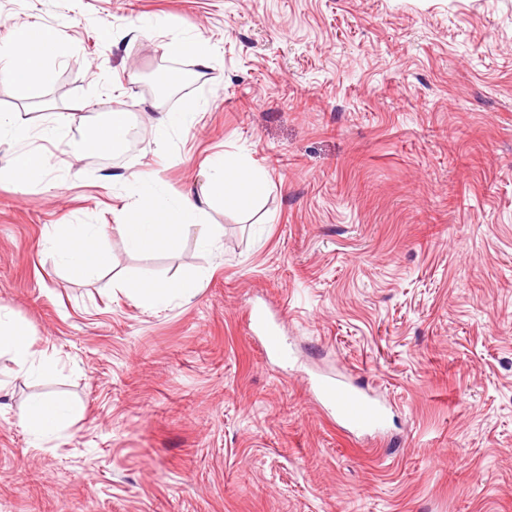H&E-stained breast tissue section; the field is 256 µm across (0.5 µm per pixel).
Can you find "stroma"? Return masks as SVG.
<instances>
[{"label": "stroma", "instance_id": "35a3bbf8", "mask_svg": "<svg viewBox=\"0 0 512 512\" xmlns=\"http://www.w3.org/2000/svg\"><path fill=\"white\" fill-rule=\"evenodd\" d=\"M28 25L69 52L28 102L0 79V112L67 120L47 186L0 180V304L54 369L0 357V512H512V0H0V41ZM181 36L209 68L165 54ZM112 110L135 146L84 153ZM215 154L263 175L257 206L212 210V250L191 228L128 251L113 175L194 193ZM55 224L108 227L111 267H58ZM195 277L154 311L126 289ZM317 374L394 400L381 436L345 432ZM53 392L83 412L33 440L17 413ZM198 106L194 103L187 104L181 112H158L155 118V127L158 135L163 134L169 127H187L192 125L197 116ZM244 317L250 334L259 339L266 358H280L286 355L285 338L280 336L278 329L269 321L263 308L251 307L246 310Z\"/></svg>", "mask_w": 512, "mask_h": 512}]
</instances>
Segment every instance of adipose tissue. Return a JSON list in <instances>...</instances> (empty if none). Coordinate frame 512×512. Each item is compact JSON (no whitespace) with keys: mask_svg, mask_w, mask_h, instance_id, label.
Wrapping results in <instances>:
<instances>
[{"mask_svg":"<svg viewBox=\"0 0 512 512\" xmlns=\"http://www.w3.org/2000/svg\"><path fill=\"white\" fill-rule=\"evenodd\" d=\"M67 46L53 29L36 26L14 32L9 42L0 45V78L12 87L18 100L31 98L38 82L47 77V62L63 58ZM130 122L127 113L109 112L84 152L107 155L123 145ZM53 140L56 128L45 124L37 130L20 125L12 112L0 113V143L13 142L15 149L6 166L0 168V179L28 185L44 180L49 162L41 152L28 148L30 136ZM199 192L170 197L164 185L150 173H141L129 193L126 217L116 230L126 248L137 253H152L175 245L184 228L199 229L200 247L211 248L221 235L219 225L208 223L210 209L230 202L239 210H251L265 191V180L248 162L217 155L203 173ZM102 228L97 224L54 225L47 229L45 242L56 262L91 276L112 264L111 251L101 242ZM197 280L179 283L145 280L131 283L129 291L137 305L146 311L158 309L175 298H191ZM9 355L17 372L34 378L47 373L49 362L39 353L28 325L5 305H0V355ZM72 402L57 395L31 397L21 409L18 420L38 438L57 435L73 422Z\"/></svg>","mask_w":512,"mask_h":512,"instance_id":"adipose-tissue-1","label":"adipose tissue"}]
</instances>
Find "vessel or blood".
I'll list each match as a JSON object with an SVG mask.
<instances>
[{
    "mask_svg": "<svg viewBox=\"0 0 512 512\" xmlns=\"http://www.w3.org/2000/svg\"><path fill=\"white\" fill-rule=\"evenodd\" d=\"M245 321L258 338L265 357L280 358L287 343L261 307L246 310ZM309 384L319 402L338 420L361 433L379 431L385 421L384 404L372 393L347 379L313 378Z\"/></svg>",
    "mask_w": 512,
    "mask_h": 512,
    "instance_id": "1",
    "label": "vessel or blood"
}]
</instances>
